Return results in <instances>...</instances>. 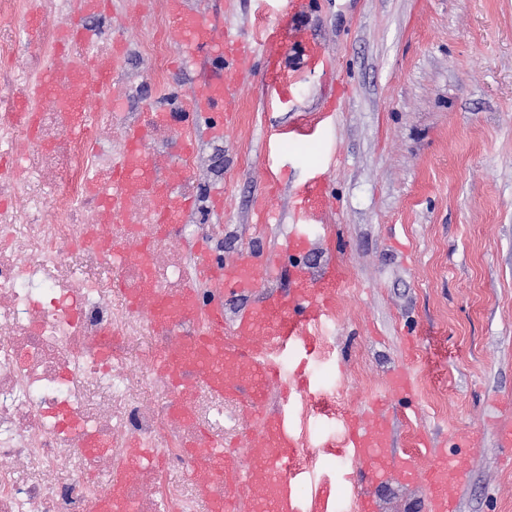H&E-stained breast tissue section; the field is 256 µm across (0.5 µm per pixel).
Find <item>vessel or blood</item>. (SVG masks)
Returning a JSON list of instances; mask_svg holds the SVG:
<instances>
[{"label":"vessel or blood","mask_w":512,"mask_h":512,"mask_svg":"<svg viewBox=\"0 0 512 512\" xmlns=\"http://www.w3.org/2000/svg\"><path fill=\"white\" fill-rule=\"evenodd\" d=\"M166 8L181 57L202 63L206 90L183 104L180 111L162 113L161 118L191 128L203 112L223 106L226 91L222 73L227 69H242L249 59V51L220 43L215 25L188 11L185 0H166ZM111 78L107 65L95 63L83 74L81 85L83 89L95 91L107 85ZM142 138L141 128L129 129L128 150L115 163L113 193L126 195L142 187ZM183 178V173L174 170L151 183L160 200L165 202L172 197L177 201L176 208L160 207L155 217L158 232H165L167 224L179 222L192 212V199L179 191ZM272 271L271 264L258 263L250 253L227 263L213 261L206 250H199L193 285L185 289L181 300V319L192 316L197 303L196 286L200 282H208L217 298L211 303L204 328L195 341L164 354L158 367L177 387L186 373H193L214 395L241 400L244 415L262 422L261 431L247 442L256 459L251 467H242L235 449L223 441L213 438L207 441L214 450V461L224 466L226 491L219 512H334L335 483L320 480L305 486L303 472L294 466L299 447L297 432L284 411H267L265 391L274 383L282 385L287 398L299 391V384L285 377L273 353L291 349L310 356L316 352V327L334 306L337 270L331 264L314 275L302 272L287 296H266L259 305L245 309L233 321H225L224 295L262 287ZM130 304L136 309L150 307L155 319L163 322L171 302L151 291L131 298ZM389 444L387 415L376 404L349 419L342 440L326 445L325 450L360 463ZM376 474L380 477L394 474L407 483L424 479L429 488V512H453L456 489L464 481L466 470L462 463L452 462L447 451L440 449L433 452L427 471L390 456L380 458Z\"/></svg>","instance_id":"1"}]
</instances>
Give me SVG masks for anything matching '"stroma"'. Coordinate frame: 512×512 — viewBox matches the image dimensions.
I'll use <instances>...</instances> for the list:
<instances>
[{
	"label": "stroma",
	"instance_id": "35a3bbf8",
	"mask_svg": "<svg viewBox=\"0 0 512 512\" xmlns=\"http://www.w3.org/2000/svg\"><path fill=\"white\" fill-rule=\"evenodd\" d=\"M221 38L254 41L293 24L325 49L303 44L280 58L287 89L269 88L267 61L225 75L238 115L224 123V175L194 174L202 198L224 191L216 232L224 258L253 250L274 265L266 293H287L298 269L338 270L336 305L318 326L320 351L307 392L269 408L310 417V442L339 438L346 420L376 399L391 408L392 451L417 455V433L463 448L469 481L459 512H512V469L495 434L512 419V0H194ZM169 17L158 0H108L96 36L149 41ZM306 126L311 135L292 138ZM325 178L329 204L303 211L300 190ZM274 215L257 221V205ZM310 245L295 254L289 236ZM409 361L410 393L390 397L388 375ZM322 455L317 476L336 482L338 512H353L355 487L378 512H427L425 482L375 478Z\"/></svg>",
	"mask_w": 512,
	"mask_h": 512
}]
</instances>
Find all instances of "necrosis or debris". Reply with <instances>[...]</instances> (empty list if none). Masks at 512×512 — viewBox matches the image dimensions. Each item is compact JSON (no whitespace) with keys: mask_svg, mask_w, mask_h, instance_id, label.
Instances as JSON below:
<instances>
[{"mask_svg":"<svg viewBox=\"0 0 512 512\" xmlns=\"http://www.w3.org/2000/svg\"><path fill=\"white\" fill-rule=\"evenodd\" d=\"M74 9L99 14L95 0H0V155L20 160L0 171V512H89L120 497L135 512H199L224 496L207 445L192 443L214 405L194 378L174 390L156 359L191 340L205 311L173 329L128 297L181 296L192 271L183 243L213 237L214 227L198 218L162 236L147 221L153 192L136 190L122 215L110 195L123 123L141 124L156 174L196 167L201 156L174 155L175 125L138 112L118 121L109 99L129 91L124 71L88 102L98 148L70 133L69 103L38 95L45 70L58 60L76 76L87 63H112L118 50L109 37L65 39ZM20 14L39 17L36 36L15 26ZM23 103L33 125L20 118ZM89 236L97 246L83 247ZM71 455L72 475L51 480Z\"/></svg>","mask_w":512,"mask_h":512,"instance_id":"1","label":"necrosis or debris"}]
</instances>
